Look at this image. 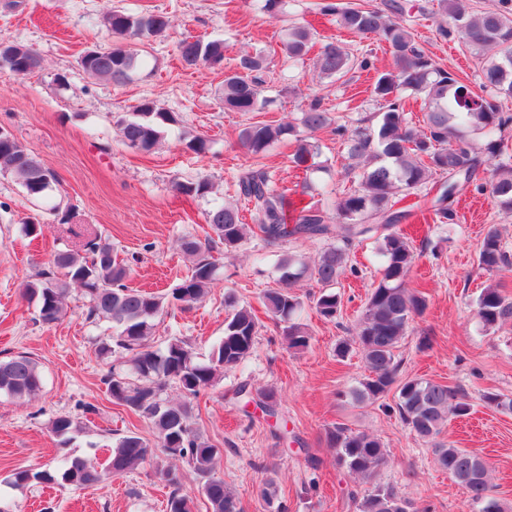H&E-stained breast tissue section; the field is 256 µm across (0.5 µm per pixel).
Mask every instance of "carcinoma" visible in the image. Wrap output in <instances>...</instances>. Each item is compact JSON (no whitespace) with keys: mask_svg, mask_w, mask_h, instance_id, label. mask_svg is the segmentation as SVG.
Here are the masks:
<instances>
[{"mask_svg":"<svg viewBox=\"0 0 512 512\" xmlns=\"http://www.w3.org/2000/svg\"><path fill=\"white\" fill-rule=\"evenodd\" d=\"M462 2L438 0V8L454 20L453 32L465 46L478 54L495 52V58L482 67L477 91L436 66L419 47L404 0H381L378 6L328 3L321 7V12L336 16L348 33L373 35L387 44L392 54L389 68L377 73L372 83L371 93L379 104L378 124L335 128L345 141V172L353 176V187L336 197L330 207L306 199L309 183L290 195L278 189L265 170L249 168L238 177V192L253 205V225L244 222L239 208L213 204L205 212L209 244L188 236L179 240L181 252L192 258V265L167 293L129 286V263L119 257L111 243L98 236L87 241L81 252L56 253L52 260L56 271L42 270L26 282L23 295L36 302L39 320L45 324L60 319L73 285L84 292L88 318L112 324V336L101 342L100 353L119 351L122 356L104 379L107 393L113 401L149 421L154 441L132 432L117 440L101 468L81 457H67L53 472L30 468L13 473L14 487L22 490L33 484L62 481L89 488L110 476L137 469L160 452L193 467L200 478L198 491L206 499L209 512H241L224 479L214 476L220 450L193 427L192 401L220 380L224 370L241 365L251 356L259 321L251 308L239 305L232 295L224 296V336L206 360L198 359L180 338L170 340L162 349L154 348V321L166 308L189 309L208 294L217 280L218 267L212 255L216 242L226 249L236 248L251 231L270 246L297 239H328L332 244L313 261L295 252L283 255L278 264V287L262 295V305L281 330L288 348L304 350L310 336L298 322L303 303L293 291L295 284L307 277L315 279L321 285L314 302L316 312L326 320L336 318L341 296L333 288L345 273L355 244L374 237L382 261L379 281L367 295L353 339L336 344L340 358L357 344L369 371L349 397L357 404L374 402L397 387L395 405L386 409L395 411L417 436L434 445L440 467L466 490L470 501L481 505L480 512H503L490 485L484 458L451 442L436 441L450 419L471 413V405L446 384L423 378L397 379L396 351L410 323L427 308L425 294L407 287L418 254L399 228L419 203L404 206L402 202L423 189L433 223L452 225L455 199L473 186L488 190L501 210L512 213V156L507 154L512 116L500 111L499 106L501 101L512 99V0H499L496 8L476 14L468 12ZM103 23L113 35L128 42L159 36L169 27L168 17L163 14L122 10L109 12ZM313 36L307 26L289 28L283 42L288 58H304L313 46ZM2 45L6 50L0 49V69L27 76L40 67L41 59L33 48L8 40H0ZM178 53L187 68H216L224 63V43L218 39L186 37L179 41ZM264 63V56L257 52L239 56L236 71L224 75L225 108L254 112L267 104L261 97L258 77ZM79 66L92 77L123 84L140 68L141 59L138 53L116 44L82 54ZM357 67L366 70L369 61L356 60L338 41L326 43L316 62L320 77L338 80ZM410 96L422 100L424 126L420 129L413 126L404 108ZM177 123L173 113L143 100L130 117L120 118L118 129L127 147L148 153L164 137L166 127ZM300 123L305 135H296L291 163L306 173L315 170L314 159L321 155L315 134L331 125L330 113L323 109L319 98L313 97L301 108ZM285 134L295 135L294 126L255 122L240 131L239 142L256 156ZM474 135L482 136L484 143L475 144ZM183 139L196 155L203 157L209 152L206 137L188 131ZM0 174L14 177L26 194L38 201L49 196L56 182L54 173L11 133L0 135ZM175 188L181 195L204 198L212 186L207 179L198 178L179 181ZM511 266L512 258L502 248L499 229L492 224L483 237L478 267L493 274ZM476 313L484 331L494 330L512 319V296L499 285L490 284L476 299ZM171 382L183 393L179 403L159 397ZM41 385L39 364L31 357L17 355L0 360V395L30 399ZM77 431L79 425L69 416H59L50 424V432L62 444ZM326 439L337 463L352 474L371 479L386 462L387 450L372 434L338 425L327 431ZM160 475L170 488L166 512H193L194 500L182 492L176 473L167 468L160 470ZM357 509L428 512V508L416 507L390 485L375 487Z\"/></svg>","mask_w":512,"mask_h":512,"instance_id":"cac0c4a2","label":"carcinoma"}]
</instances>
